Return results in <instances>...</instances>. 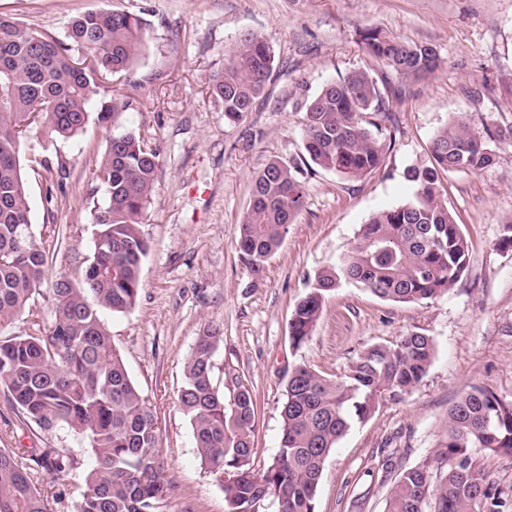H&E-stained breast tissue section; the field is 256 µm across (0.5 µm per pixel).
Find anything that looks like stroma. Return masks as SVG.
Returning <instances> with one entry per match:
<instances>
[{"instance_id": "obj_1", "label": "stroma", "mask_w": 512, "mask_h": 512, "mask_svg": "<svg viewBox=\"0 0 512 512\" xmlns=\"http://www.w3.org/2000/svg\"><path fill=\"white\" fill-rule=\"evenodd\" d=\"M140 16L145 48L133 68L109 76L118 99L98 97L107 121L90 119L53 143L38 130L22 140L34 232L49 279L81 274L93 250L94 211L105 199L94 171L113 133L131 130L159 153L141 231L149 243L141 291L125 313L102 320L134 384L158 417L160 448L174 488L164 512H225L224 490L198 459L178 394L197 336L219 326L215 380L225 393L246 386L255 401L254 468L279 450L288 370L302 362L328 378L367 346L417 331L436 353L422 382L356 424L327 457L315 512H384L392 482L383 463L431 457L449 406L471 386L512 401V250L498 248L512 220V0H0V17L64 37L69 21L105 6ZM380 28L437 49L427 79L400 78L373 59L359 34ZM247 32L264 36L274 72L252 112L228 123L209 97L224 54ZM354 69L377 80L388 103L385 160L345 179L315 166L303 149V105ZM463 115L491 138L486 172L443 175L444 199L470 247L467 274L447 295L419 303L380 299L353 284L329 296L300 347L289 321L315 273L350 249L360 224L412 198L411 167L429 165L434 133ZM298 165L305 205L262 271L241 259L236 227L254 177L271 159ZM0 448L28 463L33 449L63 448L75 460L60 477H32L54 497L52 512H73L84 444L26 422L0 394Z\"/></svg>"}]
</instances>
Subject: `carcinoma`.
<instances>
[{
  "label": "carcinoma",
  "mask_w": 512,
  "mask_h": 512,
  "mask_svg": "<svg viewBox=\"0 0 512 512\" xmlns=\"http://www.w3.org/2000/svg\"><path fill=\"white\" fill-rule=\"evenodd\" d=\"M367 53L400 76L419 80L441 62L429 45L407 43L377 28L360 33ZM144 47L143 21L133 13L100 8L74 17L66 40L0 17V327H25L0 336V390L25 420L45 432L67 429L87 441L90 464L75 512H162L171 483L159 442L156 412L132 382L101 319L131 310L141 289L148 252L138 217L152 195L157 151L134 132H116L95 170L105 204L97 207L92 255L81 275L52 285L50 307L35 304L47 254L35 238L20 154L22 138L37 128L50 141L66 140L89 122L98 95L118 96L108 74L129 70ZM87 50L89 59L74 52ZM265 37L242 35L225 52L209 97L236 123L253 111L273 71ZM387 103L372 75L358 69L325 84L307 103L303 147L313 164L344 178H360L384 160L378 121ZM429 166L408 174L413 197L379 211L362 225L355 245L319 270L289 322L293 346L316 326L325 300L344 283L398 303L444 296L469 268V245L442 194V175L461 161L480 173L496 152L462 116L438 129ZM305 201L291 169L271 160L255 177L238 224L241 258L258 272L280 247ZM223 337L209 326L197 337L184 367L178 401L201 464L224 488L226 512H315L326 458L357 423L384 401H401L423 380L434 356L433 339L411 332L397 342L364 349L338 377L305 363L285 383L277 456L252 468L254 399L239 386L225 396L213 379ZM512 455V402L475 385L448 407V423L434 456L398 473L385 512H512V493L476 463V454ZM36 466L55 475L74 467L59 448H40ZM0 512H49L30 467L0 448Z\"/></svg>",
  "instance_id": "1"
}]
</instances>
